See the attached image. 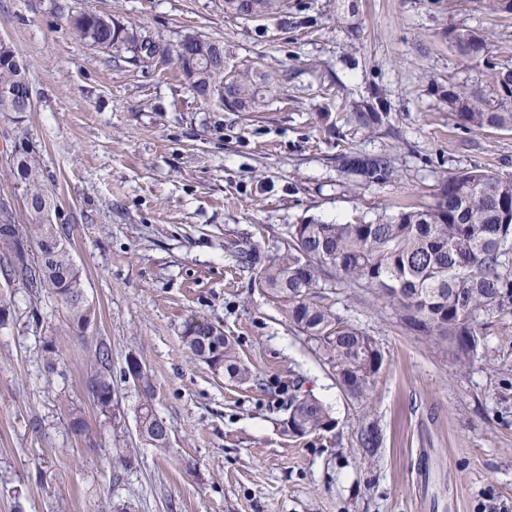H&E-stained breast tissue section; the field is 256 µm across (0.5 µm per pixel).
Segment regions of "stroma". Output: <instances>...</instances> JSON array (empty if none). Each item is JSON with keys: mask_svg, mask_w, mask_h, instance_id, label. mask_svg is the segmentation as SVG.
Listing matches in <instances>:
<instances>
[{"mask_svg": "<svg viewBox=\"0 0 512 512\" xmlns=\"http://www.w3.org/2000/svg\"><path fill=\"white\" fill-rule=\"evenodd\" d=\"M84 10L157 53L77 40L68 18ZM456 25L484 35V61L457 54ZM188 36L272 73L278 92L258 112L198 97L167 55ZM0 41L33 99L0 113V222L32 221L12 174L23 148L95 311L76 332L53 295L8 276L0 252V512H512V335L491 337L495 367L461 366L380 296L328 273L310 300L383 355L357 401L242 256L283 252L292 224H375L431 205L474 166L512 178V131L461 128L448 106L449 87L487 94L512 66V14L485 0H288L285 15L251 21L224 0H0ZM367 110L383 124L354 121ZM350 152L390 157L392 179L347 176ZM192 319L228 336L254 379L196 360L182 342ZM102 342L109 419L88 387ZM132 356L171 428L169 452L138 434ZM296 382L326 406L331 431L284 433Z\"/></svg>", "mask_w": 512, "mask_h": 512, "instance_id": "obj_1", "label": "stroma"}]
</instances>
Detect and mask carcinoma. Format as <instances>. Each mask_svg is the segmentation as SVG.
Here are the masks:
<instances>
[{
	"label": "carcinoma",
	"mask_w": 512,
	"mask_h": 512,
	"mask_svg": "<svg viewBox=\"0 0 512 512\" xmlns=\"http://www.w3.org/2000/svg\"><path fill=\"white\" fill-rule=\"evenodd\" d=\"M224 6L227 13L250 18L282 12L281 0H242L240 8L236 0H224ZM69 23L77 39L101 48L128 41L123 28L93 11L77 13ZM449 33L455 35V48L465 60L484 56L486 40L476 29L458 26ZM217 46V41L195 37L190 51L203 59L214 55ZM507 84H512V68L503 67L493 73V92L488 97L460 87L448 90V104L459 126L512 131V95L499 92ZM206 86L224 88L225 107L237 112L259 111L277 88L273 76L260 68L239 72L226 65L198 70L192 88L200 91ZM9 89L30 96L25 68L16 58L0 63V112L14 111V100L5 96ZM340 160L346 173L364 183H384L393 177L392 161L384 155L350 153ZM16 175L26 198L34 203L50 200L34 160L18 159ZM31 214L35 223L26 230L35 244L32 261L20 245L19 228L0 226V249L14 254L10 275L33 290L55 295L72 327L81 331L94 321L95 312L85 302L83 280L69 244L36 211ZM245 257L253 265L262 264L258 276L267 290L291 301L290 322L322 349L342 389L362 399L380 371L379 348L330 309L308 301L307 294L332 270L354 286L376 290L422 335L450 349L460 364L490 361L489 337L506 336L512 328V179L474 166L446 178L430 206L406 207L377 224H291L284 254L265 264L253 250ZM182 339L208 366L211 345L217 344V361L229 380L246 383L252 377L233 342L210 324L187 323ZM110 362L111 349L103 343L95 350L89 385L104 416L112 414ZM136 384L141 395L138 431L149 445L166 452L170 428L154 412L148 373H138ZM289 410L294 428L284 431L291 436L334 427L325 405L310 395L292 396Z\"/></svg>",
	"instance_id": "1"
}]
</instances>
